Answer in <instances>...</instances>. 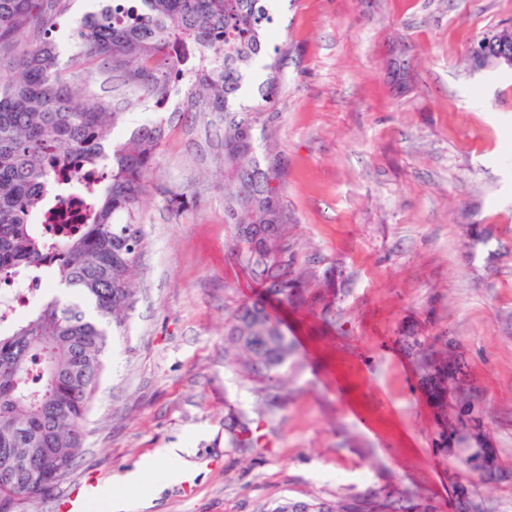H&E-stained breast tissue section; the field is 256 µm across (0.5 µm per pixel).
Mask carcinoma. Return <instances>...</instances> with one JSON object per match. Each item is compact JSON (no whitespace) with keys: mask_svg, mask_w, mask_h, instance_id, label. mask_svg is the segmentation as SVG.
<instances>
[{"mask_svg":"<svg viewBox=\"0 0 512 512\" xmlns=\"http://www.w3.org/2000/svg\"><path fill=\"white\" fill-rule=\"evenodd\" d=\"M68 0H0V53L66 9ZM273 18L266 0H105L71 36L68 63L101 62L132 89L136 102L157 106L179 83L187 112H210L224 147V220L233 225L241 261L265 293L284 304L319 301L329 281L297 270L284 245L278 162L263 146L257 113L272 102L280 58L268 50ZM194 42L196 68L184 71L170 44ZM269 62L261 103L244 107L241 91L255 60ZM59 44L35 40L12 73L0 76V280L49 276L64 292L42 296L0 333V512L14 500L48 496L70 475L82 449L83 422L105 368L109 328L121 329L133 304L143 251L140 205L165 138L164 122L141 124L120 140L126 113L73 91L62 78ZM106 161L108 175L89 189L85 222L60 236L41 233L33 218L47 211L86 167ZM422 386L439 410L436 443L452 457L456 480L450 512H493L482 488L496 475L484 447L479 397L464 390L448 413V397L464 383L463 360L446 336L403 337ZM295 346L260 302L242 304L224 324V357L260 383V411L278 406ZM269 512H438L437 506L381 487L364 497L281 502Z\"/></svg>","mask_w":512,"mask_h":512,"instance_id":"carcinoma-1","label":"carcinoma"}]
</instances>
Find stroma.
<instances>
[{"instance_id":"1","label":"stroma","mask_w":512,"mask_h":512,"mask_svg":"<svg viewBox=\"0 0 512 512\" xmlns=\"http://www.w3.org/2000/svg\"><path fill=\"white\" fill-rule=\"evenodd\" d=\"M278 92L258 125L281 159L288 244L302 271L344 291L323 322L289 315L300 361L283 405L261 416L256 383L224 360V318L257 287L224 222L220 138L207 115L129 107L126 125L163 120L166 136L141 218L136 302L114 333L57 512L87 474L111 512L118 476L161 448L195 467L145 477V512H270L284 499L336 500L391 485L448 512L452 470L436 417L398 338L449 334L483 396L504 473L484 491L512 512V68L470 51L512 22V0H268ZM70 86L111 99L96 63L65 68ZM194 200L172 213L164 191ZM251 423L229 442V413ZM191 490H184L183 479Z\"/></svg>"}]
</instances>
